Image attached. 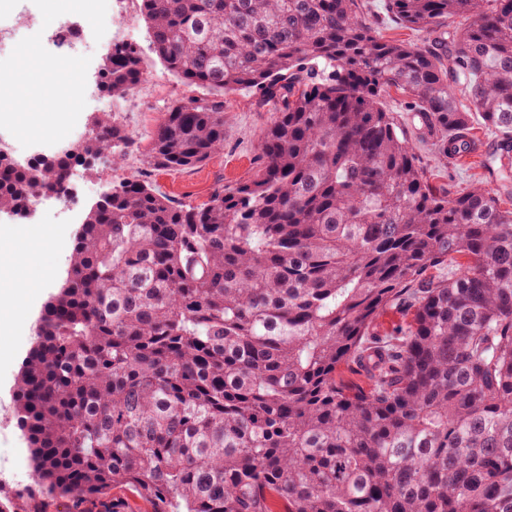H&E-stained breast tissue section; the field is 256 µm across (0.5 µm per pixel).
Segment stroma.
<instances>
[{"instance_id": "stroma-1", "label": "stroma", "mask_w": 512, "mask_h": 512, "mask_svg": "<svg viewBox=\"0 0 512 512\" xmlns=\"http://www.w3.org/2000/svg\"><path fill=\"white\" fill-rule=\"evenodd\" d=\"M385 0H358V14L371 23L387 40L414 42L420 32L393 20L384 8ZM62 0H19L15 12L29 21L21 45L10 49V30L0 31V140L8 143L14 157L24 161L32 157L52 156L69 142V124L90 127L97 111L95 103L84 101L80 86H94L100 53L90 54L85 63H77L54 45V34L43 20L44 15L60 11ZM125 29L132 43L142 53L146 77L140 87L112 110L114 121L130 136L119 164L96 160L78 164L72 170L70 193L73 211L64 212L56 198H44L35 208L30 221L49 224L52 234L40 241L19 247L18 243L0 241V261L10 262L15 254H24L35 274L25 284L28 294L24 307L0 311V319L12 324L5 336L12 354L0 360V501L9 503L31 494L28 474L32 467L29 444L17 424L15 382L35 340L34 328L50 296L62 284L76 235L96 201L113 184L145 170L143 161L151 148L149 134L165 107L176 100L204 97V88L181 83L157 59L150 49L149 30L137 0H100L96 11H73L70 19L79 28L101 27L105 19ZM55 58L53 85L31 83L29 75L42 71L46 58ZM381 103L392 113L400 131L413 143L429 182L437 189L459 193L473 186L488 184L482 163L496 154L499 134L475 120L472 135L478 148L468 160L455 164L444 162L419 137L421 120L408 109L404 96L388 90ZM275 118L271 107H258L253 93L242 91L228 97L224 105V148L204 163L185 170H154L149 173L152 186L160 193L187 204L207 203L218 187L251 178L258 166L261 138Z\"/></svg>"}]
</instances>
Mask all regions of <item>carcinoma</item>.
<instances>
[{
  "mask_svg": "<svg viewBox=\"0 0 512 512\" xmlns=\"http://www.w3.org/2000/svg\"><path fill=\"white\" fill-rule=\"evenodd\" d=\"M357 0H140L152 52L208 89L165 109L149 170L224 148V98L277 116L253 179L191 207L146 172L112 186L76 237L17 382L45 495L130 512H512V210L428 182L381 93L395 88L450 162L475 117L512 148V0H388L417 42ZM99 92L144 81L136 45L102 56ZM96 134L25 164L0 154V213L21 221ZM461 258L446 277L428 271ZM401 301L413 322L370 335ZM366 388L337 380L350 363ZM385 0H358V15L371 23L378 34L387 40L415 42L422 34L393 20L384 8Z\"/></svg>",
  "mask_w": 512,
  "mask_h": 512,
  "instance_id": "obj_1",
  "label": "carcinoma"
}]
</instances>
